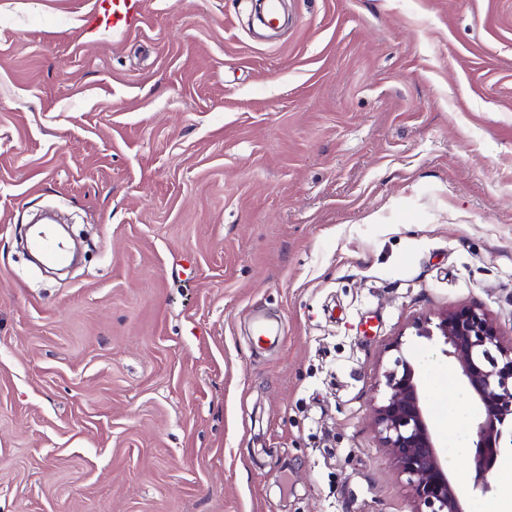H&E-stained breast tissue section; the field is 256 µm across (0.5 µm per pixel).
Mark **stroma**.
<instances>
[{"instance_id":"obj_1","label":"stroma","mask_w":512,"mask_h":512,"mask_svg":"<svg viewBox=\"0 0 512 512\" xmlns=\"http://www.w3.org/2000/svg\"><path fill=\"white\" fill-rule=\"evenodd\" d=\"M0 0V512H414L373 407L416 361L450 479L478 410L441 338L512 342V0ZM57 202L96 247L20 231ZM265 316L284 332L267 347ZM144 0H95L88 14V27L112 30V35L128 32L142 15ZM36 247L49 263H61L66 260V246L49 232L42 233L36 239Z\"/></svg>"}]
</instances>
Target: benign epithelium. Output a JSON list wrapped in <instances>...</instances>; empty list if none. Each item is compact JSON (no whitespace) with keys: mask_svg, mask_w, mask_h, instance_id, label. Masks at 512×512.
I'll return each mask as SVG.
<instances>
[{"mask_svg":"<svg viewBox=\"0 0 512 512\" xmlns=\"http://www.w3.org/2000/svg\"><path fill=\"white\" fill-rule=\"evenodd\" d=\"M414 329L419 337L443 339L444 354L455 359L468 396L480 409L471 427L474 488L487 494L493 490L489 461L500 447L504 427L512 422V348L503 346L490 316L473 306L424 317L414 322ZM394 366L385 375L387 396L374 407L383 447L408 476L415 512H465L470 489L448 478L418 369L401 356Z\"/></svg>","mask_w":512,"mask_h":512,"instance_id":"1","label":"benign epithelium"}]
</instances>
